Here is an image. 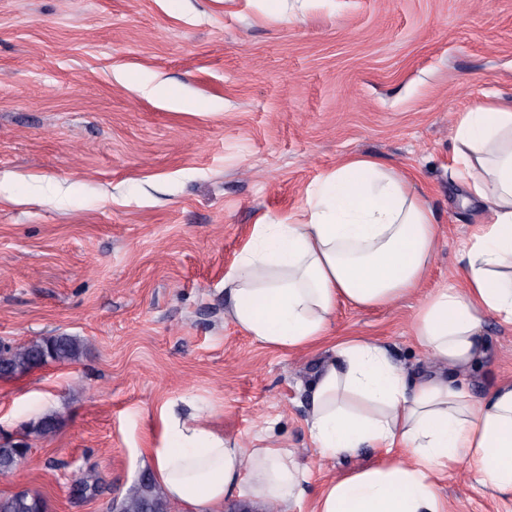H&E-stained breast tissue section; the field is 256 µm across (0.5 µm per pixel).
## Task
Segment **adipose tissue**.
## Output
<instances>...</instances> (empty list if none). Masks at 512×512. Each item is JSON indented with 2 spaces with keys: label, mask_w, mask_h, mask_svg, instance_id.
I'll return each mask as SVG.
<instances>
[{
  "label": "adipose tissue",
  "mask_w": 512,
  "mask_h": 512,
  "mask_svg": "<svg viewBox=\"0 0 512 512\" xmlns=\"http://www.w3.org/2000/svg\"><path fill=\"white\" fill-rule=\"evenodd\" d=\"M454 177L482 218L461 256L462 285L429 294L413 336L440 364L414 378L387 348L334 336L339 304L383 308L420 288L436 247L435 217L417 183L367 157L346 158L298 211L264 214L224 277L227 312L260 346L324 353L309 382L310 438L321 455L380 450L378 462L328 485L317 512H444L433 476L467 463L478 483L512 500V381L475 396L464 380L485 358L487 318L512 325V100L463 114ZM140 454L181 512H224L240 483L264 503L306 496L289 452L225 438L204 411L167 403Z\"/></svg>",
  "instance_id": "obj_1"
}]
</instances>
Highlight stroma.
I'll return each mask as SVG.
<instances>
[{"label":"stroma","instance_id":"stroma-1","mask_svg":"<svg viewBox=\"0 0 512 512\" xmlns=\"http://www.w3.org/2000/svg\"><path fill=\"white\" fill-rule=\"evenodd\" d=\"M498 97L512 98V0H0V342L86 345L0 378V446H28L0 495L110 512L148 473L138 450L168 401L288 449L309 477L289 512L375 465L371 448L319 454L306 387L321 352L256 344L226 314L224 277L258 218L296 210L343 158L410 172L438 236L423 288L339 305L333 329L424 372L416 311L456 279L481 218L453 177L454 129ZM484 335L478 396L512 379V327L491 318ZM51 413L56 433L32 434ZM90 466L105 484L74 499ZM434 481L448 512H512L466 464Z\"/></svg>","mask_w":512,"mask_h":512}]
</instances>
